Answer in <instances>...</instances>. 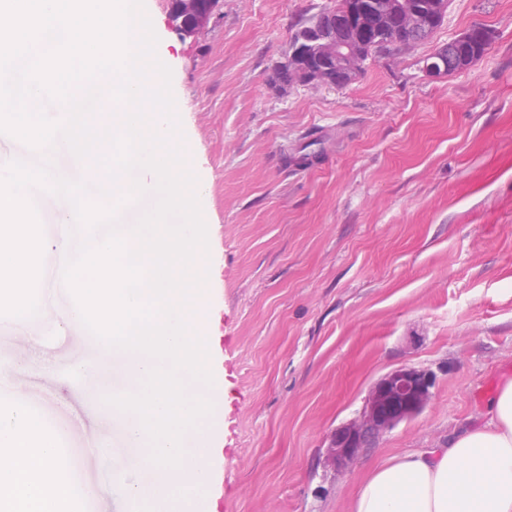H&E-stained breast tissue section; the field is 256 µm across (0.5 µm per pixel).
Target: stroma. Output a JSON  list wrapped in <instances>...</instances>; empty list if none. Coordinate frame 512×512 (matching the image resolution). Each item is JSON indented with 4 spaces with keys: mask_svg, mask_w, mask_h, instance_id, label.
<instances>
[{
    "mask_svg": "<svg viewBox=\"0 0 512 512\" xmlns=\"http://www.w3.org/2000/svg\"><path fill=\"white\" fill-rule=\"evenodd\" d=\"M172 71L190 161L207 184L213 362L211 512H349L369 467L482 417L512 374V0H448L434 36L366 62L349 85L271 80L299 22L336 0H222L200 33L146 0ZM482 24L485 55L434 79L423 60ZM45 249L39 312L0 340L30 398L69 432L86 497L125 512L102 476L114 445L69 380L101 357L62 326L71 297ZM231 337L224 353L222 337ZM432 398L340 472L331 434L400 366Z\"/></svg>",
    "mask_w": 512,
    "mask_h": 512,
    "instance_id": "stroma-1",
    "label": "stroma"
}]
</instances>
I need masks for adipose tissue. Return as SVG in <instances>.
Segmentation results:
<instances>
[{
    "label": "adipose tissue",
    "instance_id": "adipose-tissue-1",
    "mask_svg": "<svg viewBox=\"0 0 512 512\" xmlns=\"http://www.w3.org/2000/svg\"><path fill=\"white\" fill-rule=\"evenodd\" d=\"M67 436L38 412L0 405V447L18 459L13 470L0 472V512H67L83 495L57 465ZM42 483L57 487V498H43ZM351 512H512V375L502 378L481 422L436 447L372 465Z\"/></svg>",
    "mask_w": 512,
    "mask_h": 512
}]
</instances>
